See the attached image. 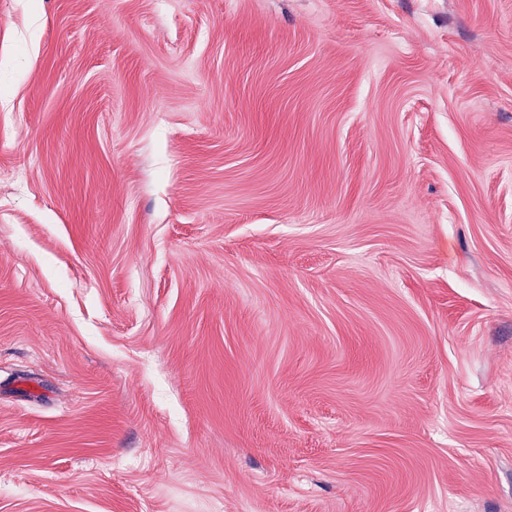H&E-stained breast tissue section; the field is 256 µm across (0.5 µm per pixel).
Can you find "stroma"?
<instances>
[{
    "instance_id": "obj_1",
    "label": "stroma",
    "mask_w": 512,
    "mask_h": 512,
    "mask_svg": "<svg viewBox=\"0 0 512 512\" xmlns=\"http://www.w3.org/2000/svg\"><path fill=\"white\" fill-rule=\"evenodd\" d=\"M0 512H512V0H0Z\"/></svg>"
}]
</instances>
